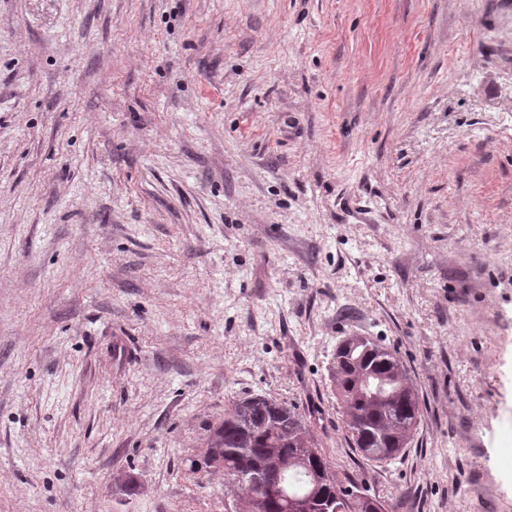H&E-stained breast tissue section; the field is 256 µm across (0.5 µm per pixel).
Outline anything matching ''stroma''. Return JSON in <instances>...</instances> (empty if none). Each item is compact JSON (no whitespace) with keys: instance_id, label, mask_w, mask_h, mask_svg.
I'll return each mask as SVG.
<instances>
[{"instance_id":"35a3bbf8","label":"stroma","mask_w":512,"mask_h":512,"mask_svg":"<svg viewBox=\"0 0 512 512\" xmlns=\"http://www.w3.org/2000/svg\"><path fill=\"white\" fill-rule=\"evenodd\" d=\"M252 395L387 512H512V0H0V512H234ZM352 357L336 350L331 376L340 399L341 416L348 433L363 456L388 462L402 450L395 445L407 431H416L421 418L418 398L407 382V371L391 351L363 336L348 339ZM402 372L398 371V368ZM367 379L381 389L366 387Z\"/></svg>"}]
</instances>
